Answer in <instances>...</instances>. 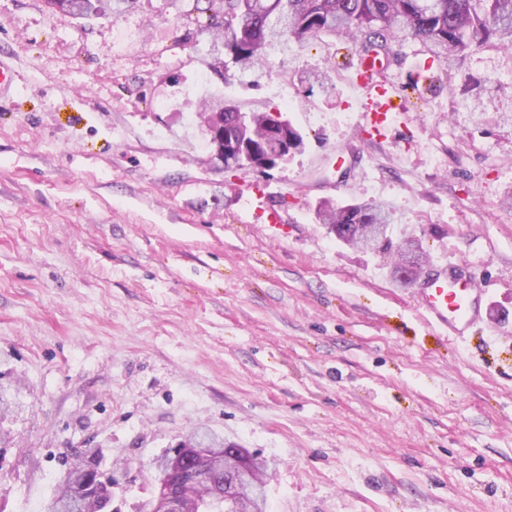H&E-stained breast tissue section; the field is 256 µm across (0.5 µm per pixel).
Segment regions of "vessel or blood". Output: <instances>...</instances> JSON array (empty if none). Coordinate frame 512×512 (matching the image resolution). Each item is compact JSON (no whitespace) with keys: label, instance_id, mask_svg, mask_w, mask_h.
Here are the masks:
<instances>
[{"label":"vessel or blood","instance_id":"vessel-or-blood-1","mask_svg":"<svg viewBox=\"0 0 512 512\" xmlns=\"http://www.w3.org/2000/svg\"><path fill=\"white\" fill-rule=\"evenodd\" d=\"M377 65L370 57L360 58L355 86L368 106L364 120L373 125L387 124L390 115L406 111V100L390 84L375 78ZM417 298L436 327L455 334L467 333L482 317L484 292L466 264H433L418 279Z\"/></svg>","mask_w":512,"mask_h":512}]
</instances>
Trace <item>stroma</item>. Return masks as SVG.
<instances>
[{"label": "stroma", "instance_id": "stroma-1", "mask_svg": "<svg viewBox=\"0 0 512 512\" xmlns=\"http://www.w3.org/2000/svg\"><path fill=\"white\" fill-rule=\"evenodd\" d=\"M190 25L165 0H0V512H42L83 446L141 512L153 458L200 425L267 460L268 512H512V112L492 108L512 51L450 71L396 39L378 78L410 104L382 136L343 36L223 80ZM215 99L282 109L304 151L225 170L195 119ZM325 199L389 205L489 312L465 337L429 324L390 257L328 233ZM136 0H45L48 7L71 14L78 19L112 16L118 18L126 5Z\"/></svg>", "mask_w": 512, "mask_h": 512}]
</instances>
